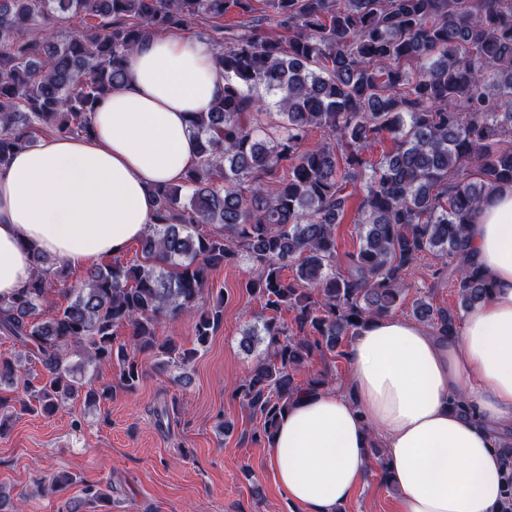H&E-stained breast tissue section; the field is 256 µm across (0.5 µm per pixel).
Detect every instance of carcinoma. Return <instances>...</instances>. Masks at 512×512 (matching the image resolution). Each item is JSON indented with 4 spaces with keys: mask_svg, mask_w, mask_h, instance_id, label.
Masks as SVG:
<instances>
[{
    "mask_svg": "<svg viewBox=\"0 0 512 512\" xmlns=\"http://www.w3.org/2000/svg\"><path fill=\"white\" fill-rule=\"evenodd\" d=\"M264 2L270 30L226 33L224 15L254 13L253 0H0V166L40 132L88 133L130 57L157 32L210 21L224 72V96L190 114L198 166L184 184L154 190L142 260L99 265L75 287L38 255L24 288L0 297V335L18 347L0 355V385L24 393L0 396V436L20 412L108 398L84 380L87 365L115 366L126 391L143 377L142 352L186 369L224 321L210 273L243 255L254 267L247 292L273 312L246 332L245 350L266 349L234 390L259 420L250 440L261 445L301 393L332 380L328 367L297 373L316 356L346 358L368 322L402 304L422 257L441 260L435 275L453 279L458 309L491 299L494 283L467 256V226L512 184V0ZM77 15L92 24L74 35L52 26ZM38 25L42 37H30ZM273 108L283 115L274 126L263 119ZM387 137L392 148L379 160L364 156ZM357 191L360 245L340 270L335 228ZM192 311L197 347L159 338L164 319ZM282 311L292 325L279 321ZM412 313L440 336L459 332L456 315L429 295ZM29 362L43 368L39 386ZM368 451L391 485L374 436ZM498 451L502 512H512V441L499 439ZM70 481L57 473L35 483L49 493ZM107 500L90 485L59 512Z\"/></svg>",
    "mask_w": 512,
    "mask_h": 512,
    "instance_id": "1",
    "label": "carcinoma"
}]
</instances>
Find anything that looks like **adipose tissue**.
Wrapping results in <instances>:
<instances>
[{
	"label": "adipose tissue",
	"mask_w": 512,
	"mask_h": 512,
	"mask_svg": "<svg viewBox=\"0 0 512 512\" xmlns=\"http://www.w3.org/2000/svg\"><path fill=\"white\" fill-rule=\"evenodd\" d=\"M214 47L180 31L133 54L124 83L92 116L87 136H48L0 167V296L25 286L41 253L82 267L123 253L154 218L153 191L183 184L199 161L190 113L224 93ZM492 298L444 338L382 317L347 351L339 388L301 394L280 418L270 465L303 512H336L371 469L380 437L401 512H500L504 465L495 449L512 427V187L468 228ZM464 398L473 414L457 412Z\"/></svg>",
	"instance_id": "1"
}]
</instances>
